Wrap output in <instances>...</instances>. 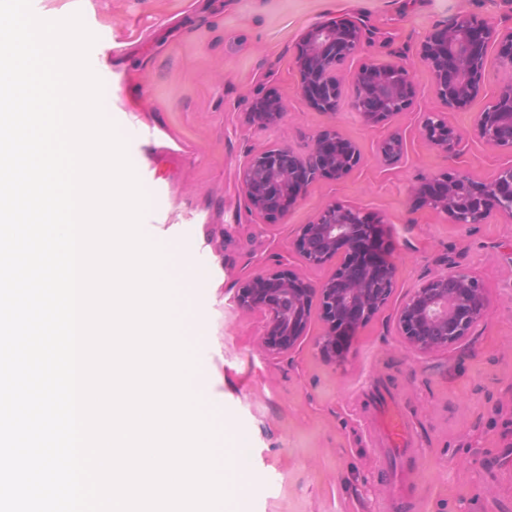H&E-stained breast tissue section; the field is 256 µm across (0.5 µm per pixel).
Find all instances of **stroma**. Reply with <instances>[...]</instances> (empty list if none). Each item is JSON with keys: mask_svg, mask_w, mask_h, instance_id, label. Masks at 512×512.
Here are the masks:
<instances>
[{"mask_svg": "<svg viewBox=\"0 0 512 512\" xmlns=\"http://www.w3.org/2000/svg\"><path fill=\"white\" fill-rule=\"evenodd\" d=\"M51 11L81 13L96 37L90 66L111 87L112 114L154 191L144 223L176 228L220 266L206 292L205 330L217 403L244 430L245 465L258 478L250 512H512V218L461 226L413 196L435 176L461 170L484 182L512 162V153L470 133L511 73L493 47L471 111L448 115L465 133L458 156L445 157L419 134L421 117L442 109L419 58L425 38L460 14L510 30L512 0H37L36 15ZM347 15L370 35L357 63H401L418 90L407 111L376 128L361 123L350 98L330 116L296 91L299 34ZM260 94L284 102L280 125L247 123ZM331 125L358 144L362 163L344 179L310 186L288 216L250 214L239 181L246 155L281 146L306 154ZM395 130L407 150L388 168L375 148ZM332 202L385 215L396 288L358 329L343 363L318 355L316 318L293 353L267 355L259 347L265 318L238 308L236 285L260 267L327 277L331 266H304L291 242ZM451 264L482 282L489 313L463 348L415 358L399 343L394 311ZM387 395L401 400L420 439L405 463L415 478L401 494L378 456L375 410Z\"/></svg>", "mask_w": 512, "mask_h": 512, "instance_id": "stroma-1", "label": "stroma"}]
</instances>
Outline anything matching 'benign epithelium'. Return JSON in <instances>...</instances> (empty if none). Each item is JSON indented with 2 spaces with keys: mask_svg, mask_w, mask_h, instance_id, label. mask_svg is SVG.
Instances as JSON below:
<instances>
[{
  "mask_svg": "<svg viewBox=\"0 0 512 512\" xmlns=\"http://www.w3.org/2000/svg\"><path fill=\"white\" fill-rule=\"evenodd\" d=\"M368 41L361 22L342 17L308 27L294 55L297 90L318 112L335 115L343 96L336 69L357 55ZM512 67V33L461 14L448 26L427 36L420 61L432 75L433 91L453 112H467L479 96L489 46ZM355 97L352 108L363 124L375 127L411 107L417 95L408 70L396 63H365L348 75ZM284 102L275 96L255 98L247 121L260 128L276 126L285 116ZM423 139L445 156L458 153L462 136L447 120L434 115L419 127ZM474 135L485 145L512 152V79L499 88L494 104L475 114ZM405 140L391 132L377 143V156L386 165L400 161ZM361 162L357 144L328 126L302 156L288 147L266 149L247 156L239 173L248 211L286 216L298 207L308 188L322 178H345ZM421 205L448 217L452 224H481L491 214L512 217V164L498 169L480 188L465 171L443 174L414 189ZM386 224L382 214L332 203L299 227L293 250L303 264L318 268L342 258L325 279L313 281L257 270L239 281L235 301L245 312L265 317L261 345L269 355L295 350L305 335L312 312L322 332L315 346L325 360L343 361L340 338H356L358 328L384 311L395 287L396 267L384 250H375ZM482 283L461 269L449 268L410 290L394 315L402 347L414 356L446 351L470 335L489 312Z\"/></svg>",
  "mask_w": 512,
  "mask_h": 512,
  "instance_id": "1",
  "label": "benign epithelium"
}]
</instances>
